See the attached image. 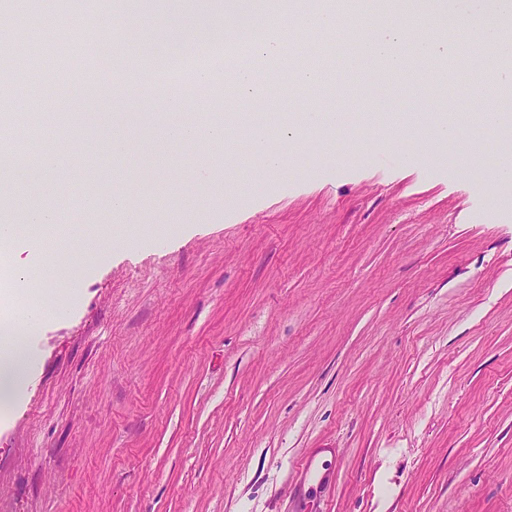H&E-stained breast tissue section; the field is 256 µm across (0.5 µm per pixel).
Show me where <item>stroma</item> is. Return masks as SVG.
Listing matches in <instances>:
<instances>
[{
	"label": "stroma",
	"instance_id": "35a3bbf8",
	"mask_svg": "<svg viewBox=\"0 0 512 512\" xmlns=\"http://www.w3.org/2000/svg\"><path fill=\"white\" fill-rule=\"evenodd\" d=\"M194 7L151 0L149 21L185 31L216 15L214 0ZM45 17L24 32L0 17V46L53 27L88 53L63 75L39 64L49 120L25 156L70 154L89 133L109 177L93 218L83 179L54 173L64 221L41 230L44 249L114 241L62 272L26 338L28 373L0 412V512H512V185L484 169L496 133L467 163L419 130L402 146L414 99L438 111L446 87L336 68L266 115L271 149L315 96L383 122L305 131L273 175L240 130L229 172L223 148L167 142L163 126L241 95L189 91L181 111L116 97L106 50L149 81L170 47L121 0ZM116 112L164 123L127 129L115 159ZM135 167L188 182L144 186ZM116 194L142 201L144 240L119 225ZM316 448L335 451L330 479L300 489Z\"/></svg>",
	"mask_w": 512,
	"mask_h": 512
}]
</instances>
